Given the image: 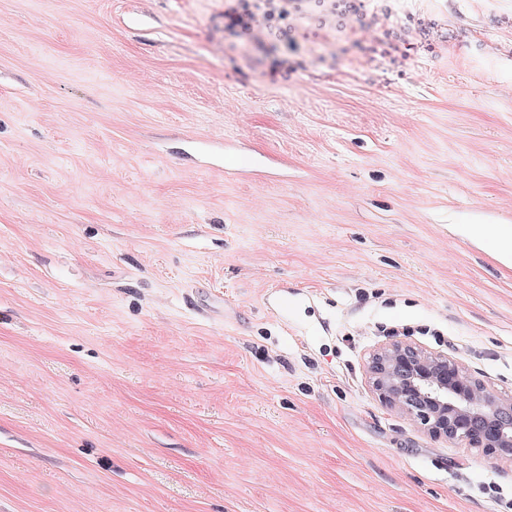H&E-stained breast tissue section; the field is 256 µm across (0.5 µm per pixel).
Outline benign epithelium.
<instances>
[{"instance_id": "1", "label": "benign epithelium", "mask_w": 512, "mask_h": 512, "mask_svg": "<svg viewBox=\"0 0 512 512\" xmlns=\"http://www.w3.org/2000/svg\"><path fill=\"white\" fill-rule=\"evenodd\" d=\"M367 375L380 400L432 438L482 448L512 463V399L489 392L447 355L394 341L371 354Z\"/></svg>"}]
</instances>
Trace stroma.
I'll use <instances>...</instances> for the list:
<instances>
[{
	"label": "stroma",
	"mask_w": 512,
	"mask_h": 512,
	"mask_svg": "<svg viewBox=\"0 0 512 512\" xmlns=\"http://www.w3.org/2000/svg\"><path fill=\"white\" fill-rule=\"evenodd\" d=\"M508 83L512 0H0V512H512L367 377L512 396ZM463 233L472 240L488 243L500 260L508 267H512V226L465 224Z\"/></svg>",
	"instance_id": "stroma-1"
}]
</instances>
